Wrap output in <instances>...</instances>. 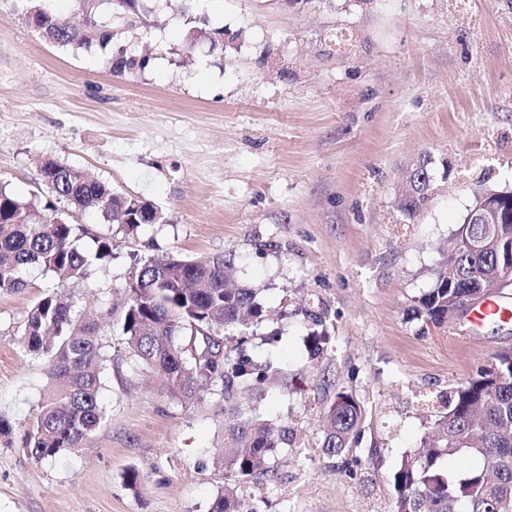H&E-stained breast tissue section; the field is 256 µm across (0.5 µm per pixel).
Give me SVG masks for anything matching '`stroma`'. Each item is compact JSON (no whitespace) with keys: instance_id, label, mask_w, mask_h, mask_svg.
I'll return each mask as SVG.
<instances>
[{"instance_id":"35a3bbf8","label":"stroma","mask_w":512,"mask_h":512,"mask_svg":"<svg viewBox=\"0 0 512 512\" xmlns=\"http://www.w3.org/2000/svg\"><path fill=\"white\" fill-rule=\"evenodd\" d=\"M186 4L234 42L192 43ZM98 16L147 68L113 76L107 55L46 42L24 0H0V185L47 195L40 163L56 157L165 219L127 238L57 204L113 241L111 265L68 293L114 328L102 339L106 419L53 462L23 446L47 366L22 328L47 278L31 268L28 289L0 290V414L12 424L0 512H210L225 482L224 402L205 387L171 396L119 328L134 259L168 252L234 254L266 315L248 351L288 371L264 410L295 440L256 490L258 512H387L389 476L420 451L439 394L512 350V318L434 327L413 314L478 186L512 188V0H150L120 20L104 2ZM427 155L432 190L409 221L399 190ZM257 240L277 252L257 256ZM314 305L329 336L317 359ZM339 391L363 419L357 443L330 458L316 444Z\"/></svg>"}]
</instances>
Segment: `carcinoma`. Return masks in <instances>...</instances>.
I'll return each mask as SVG.
<instances>
[{
	"label": "carcinoma",
	"instance_id": "obj_1",
	"mask_svg": "<svg viewBox=\"0 0 512 512\" xmlns=\"http://www.w3.org/2000/svg\"><path fill=\"white\" fill-rule=\"evenodd\" d=\"M31 26L62 48L97 47L112 52V27L99 21V4L86 6L81 26L63 22L48 0H28ZM119 18L147 8L145 0H108ZM194 40L224 49V29L192 16ZM113 60L121 76L144 69L150 58L126 55ZM432 158L425 156L409 177V195L399 198L403 216L413 219L426 205L433 181ZM42 178L52 197L25 202L0 188V289L28 287L23 271L39 267L50 276L47 289L27 316L26 351L47 362L49 389L26 432L24 445L37 460H54L82 447L105 418L100 404L104 363L100 336L112 330L77 311L62 287L84 283L96 267L112 263V240L69 222L56 203L63 200L118 224L135 237L146 224L164 220L153 204L122 195L67 163L48 158ZM502 224H465L455 231L451 254L443 257L433 285L417 300L414 314L425 325L448 324L458 297L484 288L501 276L512 277V205L499 202ZM85 237L93 246H81ZM234 254L189 258L165 254L132 266L125 289L122 332L127 351L149 372L160 374L168 392L191 399L205 384L224 400V453L215 463L224 468V493L212 512H244L249 483L276 471V451L294 443L286 420L265 415L261 402L277 375L270 364L246 354L251 329L262 318L258 289L232 283ZM236 342L234 351L222 343ZM248 388L252 404L238 401ZM327 428L319 451L340 456L360 433L362 412L352 395L340 391L325 408ZM421 453L403 456L390 475L391 512H512V352L494 356L487 367L447 395Z\"/></svg>",
	"mask_w": 512,
	"mask_h": 512
}]
</instances>
